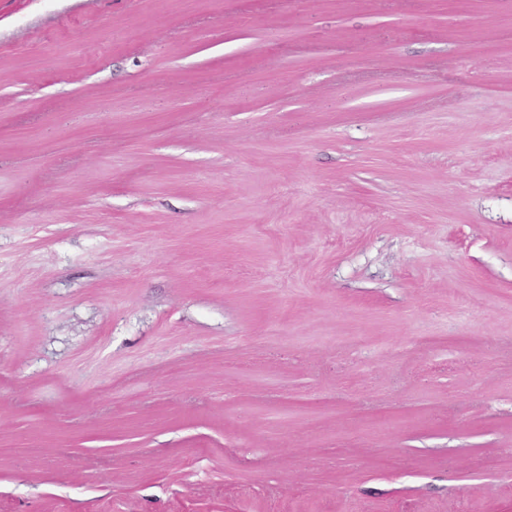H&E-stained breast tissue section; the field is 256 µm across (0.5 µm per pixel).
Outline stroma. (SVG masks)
Instances as JSON below:
<instances>
[{"label": "stroma", "instance_id": "stroma-1", "mask_svg": "<svg viewBox=\"0 0 512 512\" xmlns=\"http://www.w3.org/2000/svg\"><path fill=\"white\" fill-rule=\"evenodd\" d=\"M0 512H512V0H0Z\"/></svg>", "mask_w": 512, "mask_h": 512}]
</instances>
